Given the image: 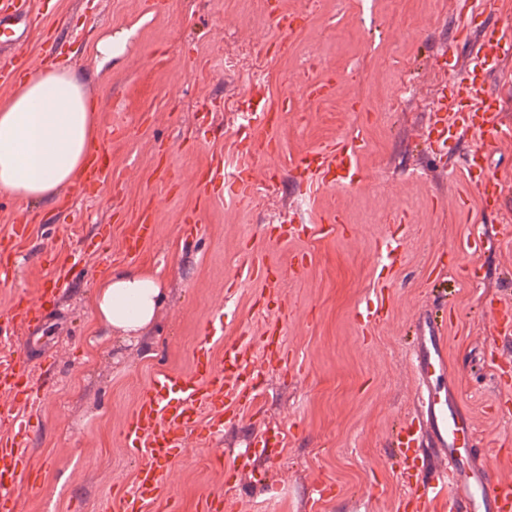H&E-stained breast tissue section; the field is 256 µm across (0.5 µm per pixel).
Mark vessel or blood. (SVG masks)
Listing matches in <instances>:
<instances>
[{
    "label": "vessel or blood",
    "instance_id": "b4317fda",
    "mask_svg": "<svg viewBox=\"0 0 512 512\" xmlns=\"http://www.w3.org/2000/svg\"><path fill=\"white\" fill-rule=\"evenodd\" d=\"M497 7L496 0H457L460 41L476 39L474 51L451 64L461 71L453 82L454 98L449 116L438 117L426 140L437 154L446 153L448 143L462 133L491 140L502 135V102L491 89L489 79L504 59L512 57V30L490 27L484 22ZM35 0H0V38L10 46L26 42L34 24ZM274 102L260 99L243 107L236 132L239 162L227 168L223 156L212 157L205 170V183L220 185L238 197L251 196L254 187L252 159L259 130H272ZM361 130H353L336 141L322 145L298 158L292 168L301 187L313 192L323 187L351 189L360 186L364 174L359 158L364 150ZM109 151L98 147L89 158L83 175L86 186L97 184L109 166ZM465 168L471 184L482 200H499L500 178L488 172L483 149H474ZM154 226L149 214L127 229L126 251L137 253L151 240ZM271 264L248 257L242 267L247 278L262 280L269 296L280 294L271 276ZM62 299L59 289H41L37 298L17 299L10 312L0 317V343L8 340L9 329L31 328L56 309ZM443 323L429 321L418 345V376L428 387L437 371L444 368ZM36 389L30 374V360L18 352L0 355V393L7 395L13 412L0 416V512H16L17 489L30 485L26 452L11 427L14 411L27 406ZM255 389L254 373L243 345L226 341L217 324H209L193 353L191 375L160 371L149 381L140 402L127 419L121 437L135 454L141 455L133 484L113 499L101 503V512H159L160 493L169 479L168 465L182 456L191 434L205 436L220 429L224 418L241 403L244 394ZM472 423L454 393L444 397L428 392L419 400L415 418L402 432L401 446L414 438H425L436 460L437 474L410 486L404 504L406 512H512V480L498 477L488 450L469 449Z\"/></svg>",
    "mask_w": 512,
    "mask_h": 512
}]
</instances>
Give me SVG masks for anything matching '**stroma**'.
Segmentation results:
<instances>
[{
	"label": "stroma",
	"instance_id": "1",
	"mask_svg": "<svg viewBox=\"0 0 512 512\" xmlns=\"http://www.w3.org/2000/svg\"><path fill=\"white\" fill-rule=\"evenodd\" d=\"M39 26L22 47L28 72L69 65L109 134L110 165L98 185L65 202L62 194L23 201L0 192V239L29 225L14 244V281L0 286V315L16 298H36L55 268L69 271L58 311L18 347L37 357L50 348L53 382L20 416L31 424L36 488H21L17 512H97L100 500L133 480L137 461L121 429L161 370L190 373L199 336L215 312L224 336L251 341L259 390L222 436L192 437L171 464L178 485L163 499L174 512H200L206 497L236 493L240 512H396L406 492L393 435L414 410L411 352L418 315L446 311L447 376L471 415L478 447L499 451L512 478V338L493 341L492 310L512 305V138L487 142L489 171L501 178L500 206L482 208L460 159L477 147L463 137L447 154L428 153L424 134L453 81L442 56L473 52L455 42L452 0H45ZM300 15L302 30L276 29L272 12ZM123 52L101 65L104 37ZM337 76V91L309 97L307 61ZM284 100L273 152L254 157L256 189L247 199L225 190L203 195L212 156L235 165L238 108L253 76ZM366 134L362 186L301 196L292 158L347 135ZM466 211H459V203ZM150 204L153 239L127 255L124 228ZM299 208L308 225L281 240L276 226ZM342 224L324 234L321 216ZM397 215L405 224L394 223ZM480 236V251L465 243ZM390 237L403 249L381 260ZM263 253L288 305L285 345L291 365L263 359L262 335L279 314L261 280L242 277L247 253ZM147 267L163 288L151 324L137 336L104 334L92 298L115 269ZM386 296L384 314L365 323ZM281 434L282 446L252 457L235 475L225 449Z\"/></svg>",
	"mask_w": 512,
	"mask_h": 512
}]
</instances>
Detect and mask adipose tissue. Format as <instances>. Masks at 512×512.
<instances>
[{
    "instance_id": "adipose-tissue-1",
    "label": "adipose tissue",
    "mask_w": 512,
    "mask_h": 512,
    "mask_svg": "<svg viewBox=\"0 0 512 512\" xmlns=\"http://www.w3.org/2000/svg\"><path fill=\"white\" fill-rule=\"evenodd\" d=\"M94 110L71 68L28 74L0 100V191L22 200L53 196L100 137ZM162 300L151 270H116L100 281L92 308L106 329L131 334L151 323Z\"/></svg>"
}]
</instances>
